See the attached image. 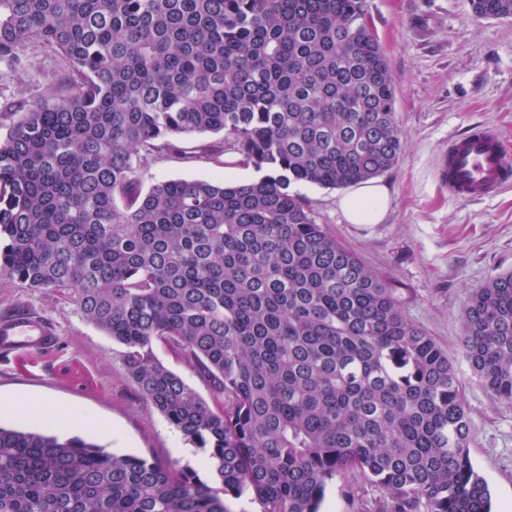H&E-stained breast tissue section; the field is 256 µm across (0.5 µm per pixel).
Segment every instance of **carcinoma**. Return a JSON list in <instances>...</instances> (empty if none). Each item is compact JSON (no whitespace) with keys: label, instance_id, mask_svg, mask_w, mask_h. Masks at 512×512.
<instances>
[{"label":"carcinoma","instance_id":"obj_1","mask_svg":"<svg viewBox=\"0 0 512 512\" xmlns=\"http://www.w3.org/2000/svg\"><path fill=\"white\" fill-rule=\"evenodd\" d=\"M476 19L512 0H471ZM52 52L58 78L0 109V274L76 298L126 372L212 464L115 455L0 426V512H319L336 478L380 512H491L448 356L294 183L346 188L402 148L363 0H0V80ZM219 134L217 141L189 142ZM262 173L168 179L167 151ZM180 355L202 397L155 354ZM474 375L512 402V272L466 302Z\"/></svg>","mask_w":512,"mask_h":512}]
</instances>
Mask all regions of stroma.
<instances>
[{
  "instance_id": "35a3bbf8",
  "label": "stroma",
  "mask_w": 512,
  "mask_h": 512,
  "mask_svg": "<svg viewBox=\"0 0 512 512\" xmlns=\"http://www.w3.org/2000/svg\"><path fill=\"white\" fill-rule=\"evenodd\" d=\"M364 9L387 57L402 131L397 164L380 175L390 208L379 224L348 223L338 207L341 190L298 183L318 223L397 290L409 320L447 353L461 380L471 428L469 454L489 486L493 512H512V403L495 400L478 382L461 338L465 303L498 274L512 270V186L490 200L459 201L435 181L450 138L487 125L512 145V19H475L471 0H364ZM53 58L29 56L18 79L0 82V106L38 99L55 79ZM143 186L172 178H256L243 166H194L167 152L136 169ZM32 311L54 324L57 348L8 361L0 370V397L24 393L119 429L114 442H94L117 454L196 464L198 453L176 458L179 433L147 403L129 379L121 345L89 323L72 298L26 288L0 275V316ZM384 492L358 481L356 499L333 483L320 512H378Z\"/></svg>"
}]
</instances>
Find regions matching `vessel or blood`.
<instances>
[{
  "label": "vessel or blood",
  "mask_w": 512,
  "mask_h": 512,
  "mask_svg": "<svg viewBox=\"0 0 512 512\" xmlns=\"http://www.w3.org/2000/svg\"><path fill=\"white\" fill-rule=\"evenodd\" d=\"M436 176L454 199L495 196L512 185V147L492 128H472L449 141ZM57 340L56 328L33 312L0 320V358L42 353L53 349Z\"/></svg>",
  "instance_id": "obj_1"
}]
</instances>
